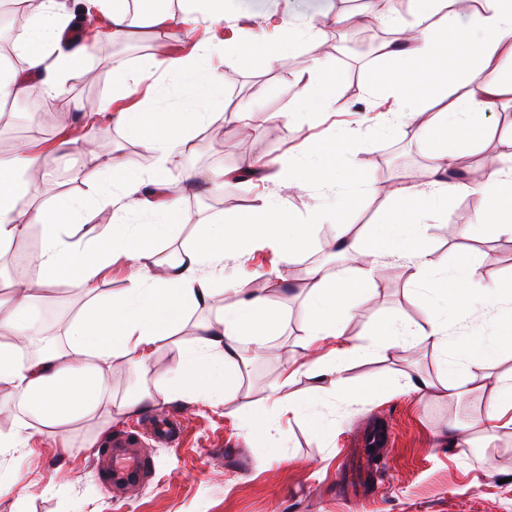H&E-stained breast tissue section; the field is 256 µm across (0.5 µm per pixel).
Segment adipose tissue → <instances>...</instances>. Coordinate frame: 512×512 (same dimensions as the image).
I'll use <instances>...</instances> for the list:
<instances>
[{"instance_id":"1","label":"adipose tissue","mask_w":512,"mask_h":512,"mask_svg":"<svg viewBox=\"0 0 512 512\" xmlns=\"http://www.w3.org/2000/svg\"><path fill=\"white\" fill-rule=\"evenodd\" d=\"M412 3L413 24L397 26V37L387 52L400 76L384 84L383 90L399 103L392 114V128L413 130L416 141L437 161L426 187H381L363 169H339V159L358 149L351 133H336L329 143L305 141L295 156L281 160L272 176L275 191L261 196L231 227L206 225L176 259H158L156 247L176 226L189 221L178 200L162 197L167 165L193 151L199 126L224 121V111L218 106L223 77L212 66L211 50L205 46L186 55L152 57L140 67L139 79L160 71L176 76L188 88L189 95L177 110L134 106L116 112L109 97L92 109L79 100H69V108L82 113L86 127L103 119L113 121L157 156L154 169L146 173L133 160L115 154L111 143H101L89 177L92 205L67 196L49 204H20L28 195L31 179L42 173L46 152L72 146V139L64 137L50 145L29 138L11 154L0 156V252L25 237L32 227L41 229L33 276L0 295V387L8 388L7 403L19 415L11 432L0 433V455L30 447L37 436L61 434L87 420L108 425L113 416L135 413L149 403L234 400L242 378L241 345L247 341L263 346L276 328L281 313L268 291L287 282L285 266L294 263L309 245L307 235L288 233L284 227L288 199L307 192L316 182H335L340 208H347L356 191L383 197L387 206L369 234L353 233L350 225L337 223L332 249L351 256L352 266L339 273L322 265L309 269V349L284 370L282 385H290L304 370L319 379L322 389L342 395L347 390L349 363L419 340L444 358L445 376L439 383L444 395L481 389L485 366L503 347H512V280L484 283L472 259L448 265L429 246L428 227L420 218L436 211L451 196L473 195L478 206L471 222L458 228V236L475 239L481 228L512 237V145L502 153L506 166L483 181L468 184L452 178L458 159L479 145L480 133L488 128L487 113L502 102H512V75L483 77L486 71L498 70L503 61H512V0H486L479 10L472 9L470 0ZM83 13L91 22L90 34L97 38L121 36L131 25L122 0H84ZM461 16L469 20L462 31L455 27ZM71 20L63 11V0H41L17 46L28 76L18 78L0 64L1 102L34 93L53 98L64 94L66 82L83 70L88 57L86 46L68 48L63 44L62 34ZM321 32V26L311 21L303 34L290 35L276 51L249 42L229 44L225 50L260 57L264 67L271 69L287 58L301 38L314 39ZM452 42L467 58V67L456 73L453 82H438L426 95H407L402 74L440 55ZM434 101L442 103V110L423 119V112H430ZM150 187L161 195V202L147 198ZM103 212L112 219L104 236L92 243L68 240L70 227L91 222ZM134 213L147 214L148 222L129 223L128 217ZM256 241L272 242L281 261L279 268L263 275V287H255L250 280L227 278L234 301L215 319L198 324L194 343L154 393L114 404L108 381L113 363L147 365L159 342L175 335L189 310L212 303L215 281L225 278V256L240 253ZM386 258L403 262L411 286L429 294L427 320L422 326L379 320L373 327L374 344L365 346L348 337L345 327L359 295L375 286ZM118 259L126 263V286L111 297H102L99 285ZM57 284L84 294L87 304L67 325L65 350L47 348L37 356L25 357V347L42 331L36 312L38 296ZM447 302L453 303L459 315L452 325L439 314L441 304ZM473 308L493 317L497 330L489 343L461 349L457 342L469 329L465 316ZM495 393L496 401L474 434L452 431V444H466L474 437L489 442L500 430L512 428V374L498 377ZM272 406L273 413L253 418V430L269 432L275 415L286 413L307 416L313 431L325 429L315 406L293 395H279Z\"/></svg>"}]
</instances>
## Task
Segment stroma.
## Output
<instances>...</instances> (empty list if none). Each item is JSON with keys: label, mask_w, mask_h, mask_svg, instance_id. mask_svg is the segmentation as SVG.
<instances>
[{"label": "stroma", "mask_w": 512, "mask_h": 512, "mask_svg": "<svg viewBox=\"0 0 512 512\" xmlns=\"http://www.w3.org/2000/svg\"><path fill=\"white\" fill-rule=\"evenodd\" d=\"M340 10L338 0H224V17L218 22L201 15L189 29L175 28L165 34L145 22L126 38L123 52L87 60V75L72 78L67 92L85 102L99 101L113 92V68L136 70L143 59L177 50L186 40L222 42L232 38L235 24L251 16H271L301 26L312 19L326 21ZM313 58L327 73L340 76L333 89L335 103L329 111L299 116L295 110L301 101L303 72ZM214 65L223 74L224 106L230 111L252 110L255 134L242 152L233 120L202 127L196 133L194 152L169 164L168 191L179 199L190 221L176 229L172 242L162 245L163 254L180 251L199 225L218 219L232 221L249 211L258 195L275 190L273 184L254 179L226 182L220 194L187 192L183 178L189 166L233 172L257 159L275 161L292 154L305 139H327L334 131L351 129L357 131L359 142L354 162L377 185L388 180L420 188L426 185L432 156L411 131L389 130L381 121L379 107L386 98L370 74L392 69V61L382 53L337 57L335 37L330 34L301 42L286 65L274 69L235 56L215 59ZM271 112L283 114V121L268 122ZM487 120L492 133L479 150L462 158V179L477 181L499 168L501 141L512 136V102L500 105ZM82 123L81 114L64 104L48 123L36 128L7 121L0 125V153L10 151L16 138L33 134L51 143L63 130L79 128ZM55 158L60 174L33 184L29 202L46 203L60 194L86 197L85 178L95 168L91 146L80 143L69 152L56 153ZM475 209L476 199L468 195L455 196L441 207L429 219L432 248L452 262L461 249L473 250L486 283L512 276V238L490 233L471 242L458 238L457 226L469 223ZM335 232L332 224L310 229L309 247L289 267L287 287L271 291L282 321L260 352L243 343L247 370L234 401L196 408L176 401L113 421L117 430L168 414L180 416L184 435L179 445L152 442L147 447L154 467L149 485L122 500L106 494L98 482L93 454L72 456L61 448L65 441L78 447L96 438L98 424L84 423L62 436H41L33 455H0V472L17 473L21 483L20 488L0 491V512H512V429L499 431L486 448L448 447L438 444L435 437L445 425L474 424L484 416L493 392L469 391L448 398L436 390L426 395L415 391L418 379L436 382L443 375L440 356L423 343L395 350L384 360L371 357L352 363L346 371L348 385L357 392L371 389V396L365 398L337 399L321 391L309 374H297L290 390L317 403L329 430L327 437H320L304 420L285 415L273 436L247 429V422L268 406L290 356L303 349L306 271L314 263H331L326 245ZM233 300L227 293L209 307L192 311L180 333L160 344L147 367L115 363L111 373L114 400L154 390L177 365L183 349L194 342L198 323L213 318ZM84 303V297L70 288L50 289L39 305L48 316L47 335L64 343L65 326ZM422 303V295L410 290L407 271L388 264L375 290L367 293L347 323L346 333L360 343H371L372 328L379 319L424 322ZM376 422L392 427L394 443L378 459L376 484L360 496H347L339 484L352 452L350 442ZM217 443L236 449L237 458L215 455ZM483 457L491 459V467L480 466Z\"/></svg>", "instance_id": "1"}]
</instances>
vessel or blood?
I'll return each mask as SVG.
<instances>
[{"label":"vessel or blood","instance_id":"vessel-or-blood-1","mask_svg":"<svg viewBox=\"0 0 512 512\" xmlns=\"http://www.w3.org/2000/svg\"><path fill=\"white\" fill-rule=\"evenodd\" d=\"M182 428L170 418L155 421L147 432L126 431L112 436L97 466L103 490L113 498H123L130 491L145 487L152 476L153 462L143 453L145 441L170 445L179 440ZM372 481L370 462L358 456L345 474V489L350 494L363 491Z\"/></svg>","mask_w":512,"mask_h":512}]
</instances>
